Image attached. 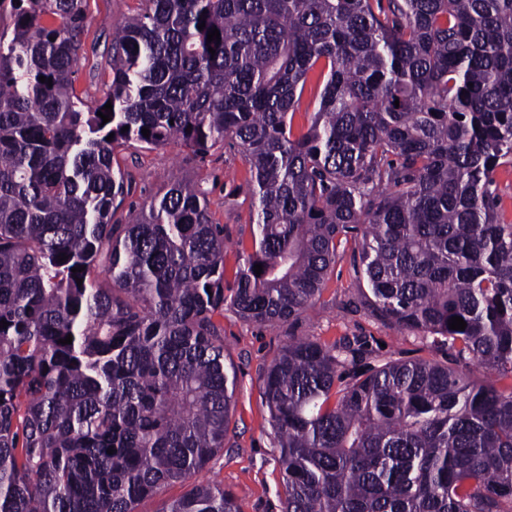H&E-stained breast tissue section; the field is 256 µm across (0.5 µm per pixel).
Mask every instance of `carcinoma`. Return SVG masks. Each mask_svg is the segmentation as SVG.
Listing matches in <instances>:
<instances>
[{"instance_id":"carcinoma-1","label":"carcinoma","mask_w":512,"mask_h":512,"mask_svg":"<svg viewBox=\"0 0 512 512\" xmlns=\"http://www.w3.org/2000/svg\"><path fill=\"white\" fill-rule=\"evenodd\" d=\"M85 2L0 0V512H137L172 482L161 512H238L197 479L237 380L214 316L297 320L350 237L372 311L450 362L360 372L351 342L288 336L261 376L282 512H512V224L493 189L512 0H141L92 108L73 87ZM171 140L249 165L256 230L230 283L191 179L113 220L132 188L116 150ZM186 490V485L173 483L164 489L160 496L143 500L138 506V512H158L163 503L178 498Z\"/></svg>"}]
</instances>
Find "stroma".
Returning <instances> with one entry per match:
<instances>
[{"label": "stroma", "mask_w": 512, "mask_h": 512, "mask_svg": "<svg viewBox=\"0 0 512 512\" xmlns=\"http://www.w3.org/2000/svg\"><path fill=\"white\" fill-rule=\"evenodd\" d=\"M140 8V0H86L85 57L75 68L74 82L77 95L86 104L97 103L112 81L110 45L114 24ZM116 159L132 176L131 192L117 211L121 219L149 204L172 172H181L200 185L206 193L211 222L224 228V276L233 280L238 266L237 246L250 244L254 220L246 192L250 173L245 160L219 147L206 156H196L177 140L155 149H121ZM354 251V242L342 244L320 297L293 327L247 323L229 310L216 317L224 327V354L236 369L237 387L224 449L200 477L233 492L240 512L282 510L283 470L260 376L289 334L310 336L326 344L342 339L358 342L362 363L367 367L380 366L390 359L445 358L442 348L421 342L413 333L397 329L371 312Z\"/></svg>", "instance_id": "35a3bbf8"}]
</instances>
